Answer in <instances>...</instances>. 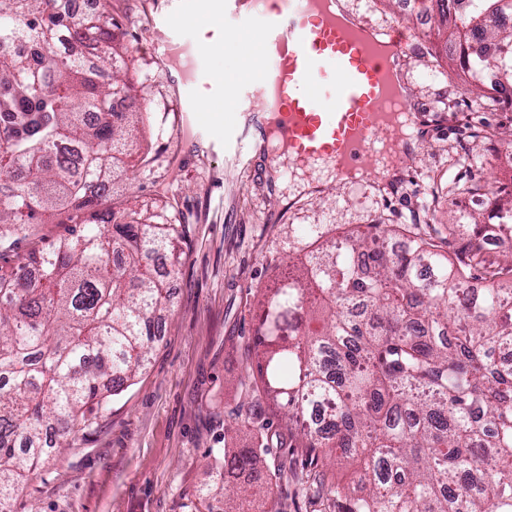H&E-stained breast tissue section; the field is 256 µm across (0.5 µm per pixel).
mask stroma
<instances>
[{"label":"stroma","instance_id":"stroma-1","mask_svg":"<svg viewBox=\"0 0 512 512\" xmlns=\"http://www.w3.org/2000/svg\"><path fill=\"white\" fill-rule=\"evenodd\" d=\"M348 6L374 27L417 34L404 73L430 132L400 183L384 191L369 177L352 189L322 167L273 171L274 149L261 141L245 160L212 154L187 120L192 99L148 51L159 37L152 20L167 10V0H103L133 49L129 76L137 100L149 108L147 159L132 182L117 180L115 188L132 185L129 204L179 216L188 235L163 339L147 369L108 399L96 428L68 436L62 454L51 456L14 500V512H190L198 503L202 512H234L235 501L214 486L208 454L251 447V434L235 424L241 412L272 419L274 431L286 429L249 379L255 299L280 265L297 260L310 229L331 238L360 224H397L405 236L427 233L453 254L464 240L447 236L442 223L469 205L463 196L431 200L433 183L472 176L512 192V112H478L475 86L443 47L399 14L397 0H348ZM470 118L489 124L494 145L458 139L457 123ZM301 178L311 190L295 192ZM303 457V449L289 447L265 454L251 485L263 492L266 512H332L331 503L314 498L316 470ZM202 489L209 492L203 501Z\"/></svg>","mask_w":512,"mask_h":512}]
</instances>
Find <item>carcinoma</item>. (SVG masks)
I'll return each mask as SVG.
<instances>
[{
  "mask_svg": "<svg viewBox=\"0 0 512 512\" xmlns=\"http://www.w3.org/2000/svg\"><path fill=\"white\" fill-rule=\"evenodd\" d=\"M436 34L499 46L466 66L481 89L512 96V30L491 24L512 0H472L451 16L425 0ZM104 14L76 16L59 0H0V512L49 459L47 433L97 425L106 378L114 395L149 362L154 319L170 305L159 252L181 257L186 225L164 213L126 219L102 210L128 171L132 102L126 47ZM28 51L12 49L15 42ZM84 218L47 248L11 265L5 255L49 211ZM479 224L454 260L417 236L397 253L390 224L306 254L278 287L257 293L261 351L254 382L288 416L306 459L346 471L319 495L339 512H512V253L482 277ZM123 260L112 264V252ZM326 322L306 334L304 320ZM256 447L211 450L251 475L270 447V420L249 414ZM470 484L450 488L461 477ZM368 489L359 494L358 486Z\"/></svg>",
  "mask_w": 512,
  "mask_h": 512,
  "instance_id": "cac0c4a2",
  "label": "carcinoma"
}]
</instances>
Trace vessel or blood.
Instances as JSON below:
<instances>
[{
    "label": "vessel or blood",
    "instance_id": "vessel-or-blood-1",
    "mask_svg": "<svg viewBox=\"0 0 512 512\" xmlns=\"http://www.w3.org/2000/svg\"><path fill=\"white\" fill-rule=\"evenodd\" d=\"M205 20L257 27L265 47L260 68L242 79L211 70L210 47L192 42L193 29ZM156 23L163 31L162 41L152 45L157 55L195 47L192 81L210 98L195 121L212 150L239 155L247 149L224 123L226 100L242 106L269 97L291 161L329 165L344 176L363 161L384 162L390 151L406 154L401 119L419 114L393 73L395 60L411 53L406 32L378 33L319 0H261L256 6L250 0H170Z\"/></svg>",
    "mask_w": 512,
    "mask_h": 512
}]
</instances>
